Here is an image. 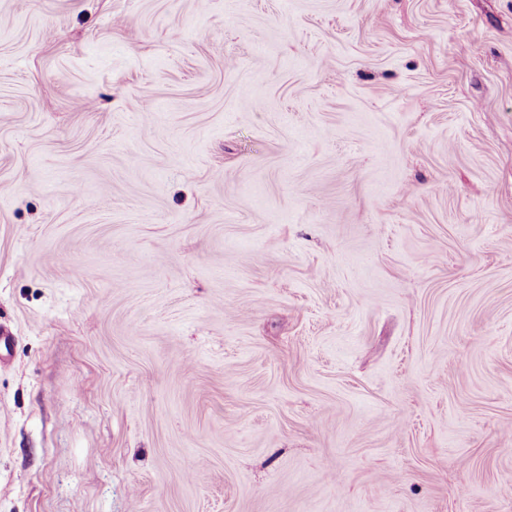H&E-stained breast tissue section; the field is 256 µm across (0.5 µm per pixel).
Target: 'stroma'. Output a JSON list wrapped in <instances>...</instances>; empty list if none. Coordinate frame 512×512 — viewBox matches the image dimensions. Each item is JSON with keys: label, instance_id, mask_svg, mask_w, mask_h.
<instances>
[{"label": "stroma", "instance_id": "stroma-1", "mask_svg": "<svg viewBox=\"0 0 512 512\" xmlns=\"http://www.w3.org/2000/svg\"><path fill=\"white\" fill-rule=\"evenodd\" d=\"M0 512H512V0H0Z\"/></svg>", "mask_w": 512, "mask_h": 512}]
</instances>
